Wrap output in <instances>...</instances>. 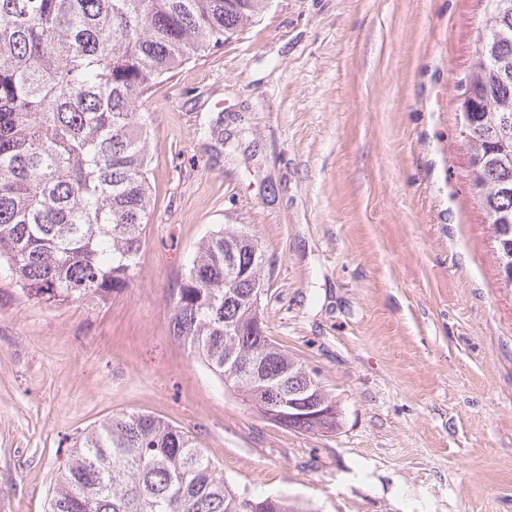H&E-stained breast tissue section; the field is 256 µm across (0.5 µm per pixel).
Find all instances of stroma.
<instances>
[{
  "label": "stroma",
  "instance_id": "35a3bbf8",
  "mask_svg": "<svg viewBox=\"0 0 512 512\" xmlns=\"http://www.w3.org/2000/svg\"><path fill=\"white\" fill-rule=\"evenodd\" d=\"M487 0H270L144 95L155 205L106 305L0 272V512H48L77 436L119 413L183 428L236 492L315 512H512V286L460 133ZM271 265L266 336L319 371L340 430L276 424L169 329L220 228Z\"/></svg>",
  "mask_w": 512,
  "mask_h": 512
}]
</instances>
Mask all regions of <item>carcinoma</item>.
<instances>
[{"label":"carcinoma","mask_w":512,"mask_h":512,"mask_svg":"<svg viewBox=\"0 0 512 512\" xmlns=\"http://www.w3.org/2000/svg\"><path fill=\"white\" fill-rule=\"evenodd\" d=\"M267 0H0V270L29 299L101 305L134 279L152 210L148 117L136 102L194 55L221 46ZM466 91L477 103L471 187L495 260H512V0H488ZM269 271L258 243L221 228L171 302L170 330L241 402L288 428L336 431L319 372L258 329ZM50 512H314L232 492L187 432L146 413L84 433Z\"/></svg>","instance_id":"cac0c4a2"}]
</instances>
